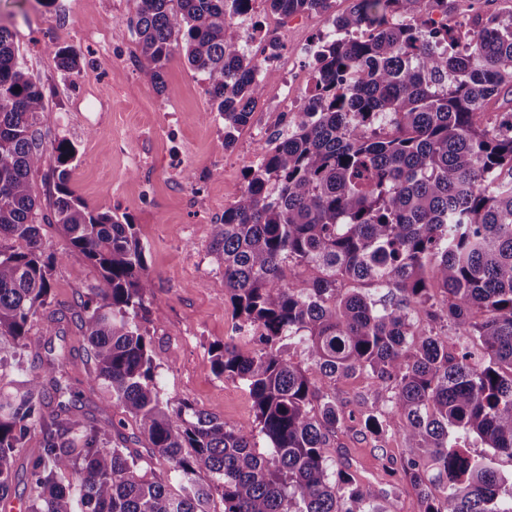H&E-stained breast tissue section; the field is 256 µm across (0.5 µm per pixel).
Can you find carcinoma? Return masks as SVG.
<instances>
[{
    "instance_id": "obj_1",
    "label": "carcinoma",
    "mask_w": 512,
    "mask_h": 512,
    "mask_svg": "<svg viewBox=\"0 0 512 512\" xmlns=\"http://www.w3.org/2000/svg\"><path fill=\"white\" fill-rule=\"evenodd\" d=\"M265 2L290 17L334 0ZM448 5L356 0L332 16L346 37L318 39L304 110L260 148L211 227L235 329L255 344L216 345L214 370L247 387L265 455L254 430L162 395L139 323L154 280L137 225L74 196L77 150L43 141L44 93L0 24V501L35 435L27 512H384L327 454L343 419L336 386L366 374L362 429L381 438L399 420L408 454L390 472L420 488L419 512H512V478L496 466L512 462V17L435 26ZM252 11L253 0H139L134 23L137 66L162 87L184 52L226 147L275 79L231 23ZM49 148L48 217L31 176ZM45 224L65 247L47 244ZM72 258L100 277L75 321L87 386L124 415L116 423L62 400L65 351L37 365L25 355L33 328L58 335L51 271ZM449 326L461 333L451 347ZM472 435L493 455L462 444Z\"/></svg>"
}]
</instances>
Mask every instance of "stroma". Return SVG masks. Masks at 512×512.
Returning a JSON list of instances; mask_svg holds the SVG:
<instances>
[{"label":"stroma","mask_w":512,"mask_h":512,"mask_svg":"<svg viewBox=\"0 0 512 512\" xmlns=\"http://www.w3.org/2000/svg\"><path fill=\"white\" fill-rule=\"evenodd\" d=\"M354 5L355 0H335L332 14L284 19L257 0L255 16L292 51V75L304 82L311 60L298 55V48L316 43L330 29L333 13ZM138 6L139 0H56L50 8L40 0H0V24L14 32L24 66L45 94L47 115L39 127L46 142L64 139L77 150L72 191L89 210L135 223L147 246L155 288L141 325L153 339L164 395L230 425L253 427V401L243 383L213 369L214 345L231 340L246 352L253 344L249 335L235 331L223 272L208 244L211 226L243 185L251 157L279 127L277 85L266 86L250 123L225 147L224 121L210 115L205 84L183 55L169 63L162 93L137 67L132 22ZM60 47L74 51L76 71L59 68ZM99 284L97 271L84 260L58 264L51 307L67 316L63 344L70 356L64 372L72 402L78 413L104 420L113 412L100 392L84 385L86 342L68 319ZM406 452L398 434L372 438L349 416L328 449L338 468L376 489L385 512H417V489L386 467Z\"/></svg>","instance_id":"1"}]
</instances>
